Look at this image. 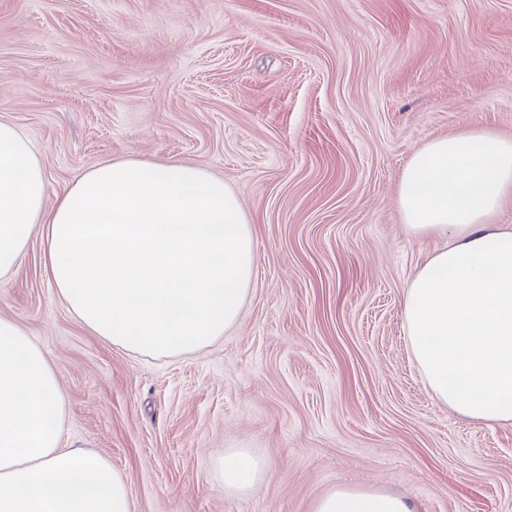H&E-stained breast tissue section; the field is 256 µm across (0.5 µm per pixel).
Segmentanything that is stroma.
Returning a JSON list of instances; mask_svg holds the SVG:
<instances>
[{
	"mask_svg": "<svg viewBox=\"0 0 512 512\" xmlns=\"http://www.w3.org/2000/svg\"><path fill=\"white\" fill-rule=\"evenodd\" d=\"M0 119L50 195L107 160H179L234 190L257 272L237 322L155 358L88 331L32 239L0 316L67 398L62 448L106 457L132 512H312L339 487L415 512H512V425L435 401L403 294L437 248L401 173L427 141L512 139V0H0ZM262 459L225 492V450Z\"/></svg>",
	"mask_w": 512,
	"mask_h": 512,
	"instance_id": "obj_1",
	"label": "stroma"
}]
</instances>
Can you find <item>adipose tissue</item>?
<instances>
[{
    "label": "adipose tissue",
    "instance_id": "1",
    "mask_svg": "<svg viewBox=\"0 0 512 512\" xmlns=\"http://www.w3.org/2000/svg\"><path fill=\"white\" fill-rule=\"evenodd\" d=\"M512 140L467 129L417 149L399 182L403 223L441 246L403 298L411 354L432 397L458 416L512 424ZM40 236L59 297L91 332L154 357L204 347L238 319L256 248L237 194L179 162L110 160L56 199L32 141L0 120V276ZM66 397L42 349L0 317V512H132L102 455L64 449ZM266 467L246 450L216 467L246 493ZM313 512H413L402 496L341 487Z\"/></svg>",
    "mask_w": 512,
    "mask_h": 512
}]
</instances>
